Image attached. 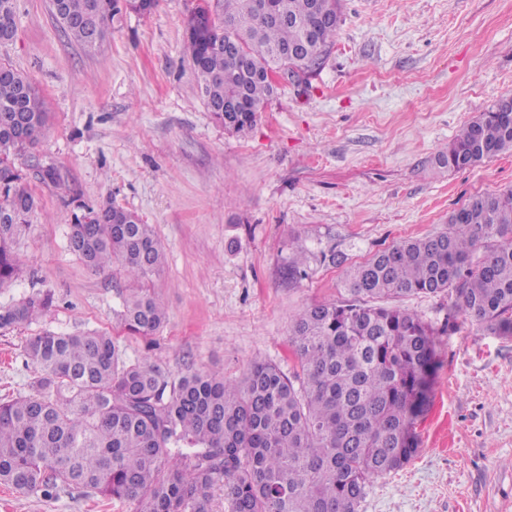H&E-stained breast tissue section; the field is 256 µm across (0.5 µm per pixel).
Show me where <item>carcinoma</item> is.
Segmentation results:
<instances>
[{
  "label": "carcinoma",
  "mask_w": 512,
  "mask_h": 512,
  "mask_svg": "<svg viewBox=\"0 0 512 512\" xmlns=\"http://www.w3.org/2000/svg\"><path fill=\"white\" fill-rule=\"evenodd\" d=\"M62 32L97 50L123 14L158 0H51ZM341 22L340 0H200L185 48L205 105L224 129L246 134L276 86L271 67L316 71ZM17 34L16 0H0V44ZM242 97L238 112H224ZM48 113L31 79L0 62V287L21 270L16 237L37 201L15 160L43 134ZM512 152V110L490 107L435 163L478 166ZM69 248L86 265L130 278L160 272L151 225L112 203L78 205ZM345 297L301 310L290 343L301 373L254 362L239 381L188 368L174 378L145 357L123 358L97 330L43 331L26 340L29 393L0 401V484L19 494L71 486L136 502L135 512H358L369 482L418 451L437 332L396 302L456 294L459 311L512 336V188L471 197L430 235L403 239L346 272ZM50 289L0 309V330L49 310ZM125 329L151 336L166 310L147 288L129 290Z\"/></svg>",
  "instance_id": "cac0c4a2"
}]
</instances>
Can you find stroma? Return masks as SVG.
Instances as JSON below:
<instances>
[{"label": "stroma", "mask_w": 512, "mask_h": 512, "mask_svg": "<svg viewBox=\"0 0 512 512\" xmlns=\"http://www.w3.org/2000/svg\"><path fill=\"white\" fill-rule=\"evenodd\" d=\"M196 0L130 14L94 53L56 25L50 0H17L0 60L26 73L48 112L31 157L16 160L39 200L14 249L21 277L0 307L51 289L44 317L0 334V399L27 394V337L102 330L127 360L241 379L253 360L294 372L293 319L343 297L346 271L377 251L439 231L471 196L512 187V153L448 171L458 130L512 95V0H342L326 63L282 82L243 136L206 108L183 55ZM56 167L42 182L35 164ZM109 200L151 224L166 254L147 283L168 310L156 335H128L117 313L132 279L68 248L77 203ZM306 275L280 271L296 249ZM454 293L401 307L437 330L418 452L373 480L359 512H512V337L449 318ZM65 488L50 498L0 485V512H133Z\"/></svg>", "instance_id": "1"}]
</instances>
